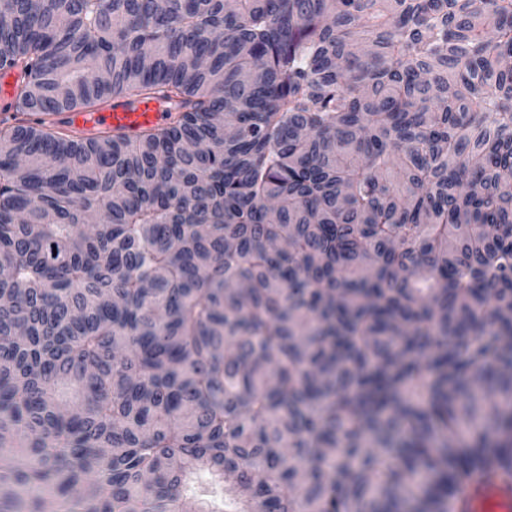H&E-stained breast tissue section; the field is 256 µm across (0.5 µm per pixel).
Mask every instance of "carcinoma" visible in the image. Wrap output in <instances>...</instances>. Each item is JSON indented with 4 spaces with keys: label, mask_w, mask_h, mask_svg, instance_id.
Instances as JSON below:
<instances>
[{
    "label": "carcinoma",
    "mask_w": 512,
    "mask_h": 512,
    "mask_svg": "<svg viewBox=\"0 0 512 512\" xmlns=\"http://www.w3.org/2000/svg\"><path fill=\"white\" fill-rule=\"evenodd\" d=\"M0 66V512L512 486V0H3ZM22 82V74L15 70L0 71V116L13 119L17 92ZM169 107L158 99L108 97L90 112H62L54 117L56 126L77 139L115 133L135 139L150 128L169 120Z\"/></svg>",
    "instance_id": "carcinoma-1"
}]
</instances>
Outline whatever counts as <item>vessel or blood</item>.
Instances as JSON below:
<instances>
[{
  "label": "vessel or blood",
  "mask_w": 512,
  "mask_h": 512,
  "mask_svg": "<svg viewBox=\"0 0 512 512\" xmlns=\"http://www.w3.org/2000/svg\"><path fill=\"white\" fill-rule=\"evenodd\" d=\"M22 75L15 70L0 71V113L14 116ZM167 105L158 99L106 98L88 112H64L54 118L56 126L78 139L115 133L134 139L150 128L168 121ZM465 512H512V497L491 490L472 495Z\"/></svg>",
  "instance_id": "obj_1"
}]
</instances>
